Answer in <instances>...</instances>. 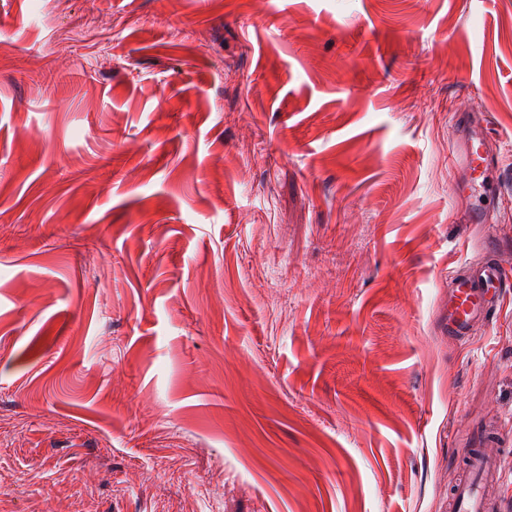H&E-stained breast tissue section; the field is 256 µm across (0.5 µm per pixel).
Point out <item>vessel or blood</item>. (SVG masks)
Listing matches in <instances>:
<instances>
[{"instance_id": "1", "label": "vessel or blood", "mask_w": 512, "mask_h": 512, "mask_svg": "<svg viewBox=\"0 0 512 512\" xmlns=\"http://www.w3.org/2000/svg\"><path fill=\"white\" fill-rule=\"evenodd\" d=\"M461 162L465 172V192L494 191L496 164L488 149V136L481 124H465L459 131ZM502 286V267L493 260L466 267L451 274L448 281V317L443 328L449 335L464 340L484 323L498 301ZM489 466L479 451H472L465 475L448 498V512H499L500 504L485 494L491 480Z\"/></svg>"}]
</instances>
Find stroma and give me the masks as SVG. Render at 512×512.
Segmentation results:
<instances>
[{
  "label": "stroma",
  "instance_id": "stroma-1",
  "mask_svg": "<svg viewBox=\"0 0 512 512\" xmlns=\"http://www.w3.org/2000/svg\"><path fill=\"white\" fill-rule=\"evenodd\" d=\"M487 257L512 0H0V512H448L472 448L512 512ZM462 142L461 162L465 172L464 192H494L496 164L488 150V136L481 123L465 124L458 134ZM502 266L485 260L451 274L448 281V318L443 328L449 336L465 340L484 323L498 301Z\"/></svg>",
  "mask_w": 512,
  "mask_h": 512
}]
</instances>
